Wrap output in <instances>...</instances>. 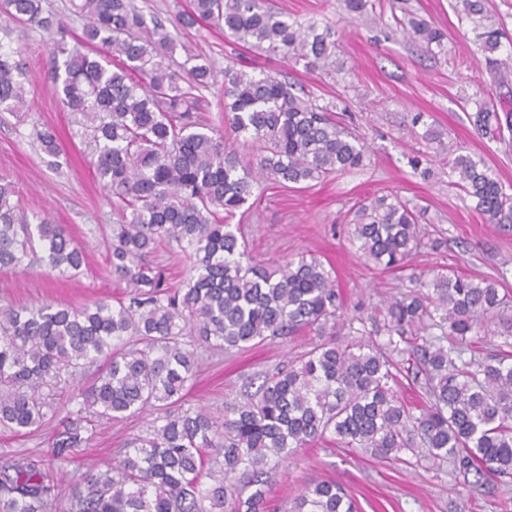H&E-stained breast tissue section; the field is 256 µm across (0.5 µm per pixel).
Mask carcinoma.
Masks as SVG:
<instances>
[{"label": "carcinoma", "mask_w": 512, "mask_h": 512, "mask_svg": "<svg viewBox=\"0 0 512 512\" xmlns=\"http://www.w3.org/2000/svg\"><path fill=\"white\" fill-rule=\"evenodd\" d=\"M45 0H0V32L9 24L41 30L54 58L62 104L82 128L95 175L112 199L110 263L130 288L128 301L100 299L73 309L0 304V427L27 434L55 415L62 380L100 363L49 448L0 460V512H265L270 462L330 439L379 458L409 452L418 461L448 462L456 484L479 492L512 479V354L462 359L463 347L494 319L512 338V297L493 280H469L445 268L426 280L411 261L425 240L418 214L399 196L352 205L347 224L360 256L405 274L410 289L383 312L387 340L338 341L328 334L343 299L323 262L300 255L275 264L249 255L240 225L261 181L284 188L325 180L364 165L366 147L327 107L291 91L270 74L224 67V129L200 111L213 71L188 56L172 58L180 30L224 25L235 40L280 55L308 71L336 53L335 32L293 20L267 0H190L173 28L146 19L131 0H70L86 20L75 35ZM486 64L512 63L499 21L484 0H461ZM426 46L444 34L423 19L408 21ZM73 47H68V40ZM25 63L0 42V112L26 108ZM477 130L512 131V101L479 104ZM44 155L62 154L52 126L35 129ZM451 172L488 224H512V194L469 154L449 159ZM14 186L0 182V269L41 256L60 274L77 271L82 249L63 225L25 214ZM190 249L184 287L164 286L147 260L163 242ZM440 330L418 339L421 329ZM308 330L318 341L268 372L256 392L215 414L174 412L192 379L197 349L245 350ZM407 347L402 348L400 344ZM427 402L416 408L394 385L405 367ZM153 411L156 425L105 469L89 467L61 489L58 465L75 462L94 418ZM209 478L211 484L204 485ZM249 494H244V491ZM289 512H356L328 481L308 484Z\"/></svg>", "instance_id": "carcinoma-1"}]
</instances>
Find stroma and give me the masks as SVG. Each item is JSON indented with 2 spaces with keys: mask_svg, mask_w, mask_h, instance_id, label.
Masks as SVG:
<instances>
[{
  "mask_svg": "<svg viewBox=\"0 0 512 512\" xmlns=\"http://www.w3.org/2000/svg\"><path fill=\"white\" fill-rule=\"evenodd\" d=\"M372 2V11L359 18L345 10L342 0H273L299 21L335 29V61L324 71L309 73L247 48L210 24L185 30L174 54L178 62L198 54L211 65L215 79L203 93L201 108L213 124L221 122L222 73L234 58L250 74L276 75L318 104L332 106L366 145L365 166L312 187L287 190L261 183V197L245 227L248 249L257 259L321 257L343 295L342 325L336 330L343 340L350 328L380 318L404 283L398 273L366 265L349 237L345 216L367 195L397 193L415 207L420 224L442 239L440 249H425L413 258L425 277L448 267L470 279H499L502 291L512 295V224L485 223L448 166L452 149L482 158L512 193V147L481 135L470 120L479 101H498L508 89L487 68L459 0ZM412 16L441 29L442 46L425 47L404 32L401 23ZM11 45L27 62L29 94L26 118L0 112V178L14 184L27 213L39 212L65 225L81 243L85 260L79 271L61 277L38 264L25 271H0V301L81 308L102 297H124L128 287L113 276L109 260L117 217L53 86L46 37L18 27ZM36 124L60 131L61 168L50 167L32 147L29 133ZM413 156L427 160L429 176L409 165ZM315 339V333L304 332L254 350L199 348V368L185 389L182 407L223 410L225 402L241 398L250 384H261L266 371L287 364ZM152 420L146 413L96 420L92 441L77 454L87 466L115 461ZM58 427L53 419L28 435L0 429V456L47 448ZM320 480L343 486L360 512H512V486L471 493L456 485L450 465H420L407 454L381 459L330 443L299 449L294 459L279 464L269 512H288L305 485Z\"/></svg>",
  "mask_w": 512,
  "mask_h": 512,
  "instance_id": "1",
  "label": "stroma"
}]
</instances>
